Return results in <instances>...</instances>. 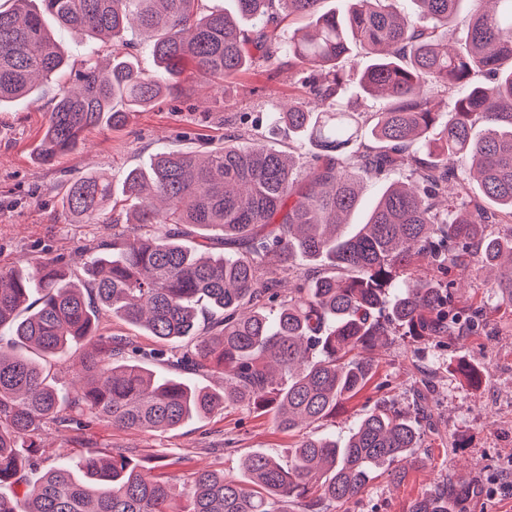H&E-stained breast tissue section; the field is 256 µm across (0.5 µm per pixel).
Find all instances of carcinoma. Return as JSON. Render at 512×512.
Returning a JSON list of instances; mask_svg holds the SVG:
<instances>
[{
	"label": "carcinoma",
	"mask_w": 512,
	"mask_h": 512,
	"mask_svg": "<svg viewBox=\"0 0 512 512\" xmlns=\"http://www.w3.org/2000/svg\"><path fill=\"white\" fill-rule=\"evenodd\" d=\"M0 7V106L35 93L67 68L52 18L90 41L78 85L61 87L49 112L38 159L52 163L75 150L85 132L182 90L191 68L220 83L250 68L288 66L308 101L269 115L271 130H288L311 148L304 172L290 152L233 134L206 150L162 149L147 169L130 170L123 193L126 222L112 242L87 250V280H70L64 265L37 259L26 271L0 272V512H331L360 496L375 472L420 447L437 427L428 376L412 389L417 414L383 399L344 439L312 434L291 449L288 466L263 452L247 455L246 479L201 468L177 494L149 476L129 448H89L82 466L64 459L39 482L27 471L46 454L42 435L61 419V387L42 361L86 342L82 386L68 398L76 430L99 420L121 429L172 430L230 406L272 408L276 426L293 433L357 396L376 372L372 351L405 336L480 333L493 309L457 294L456 275L473 261L499 269L496 306L512 307V233L486 232L512 223V0H471L464 51L447 36L461 0H233L205 10L204 0H11ZM310 19L280 40L281 15ZM135 26L146 36L158 72L112 55L103 71L92 41L127 46ZM371 57L360 90L380 101L364 116L340 105L352 46ZM448 97V113L435 109ZM122 102L127 111L114 110ZM485 126L481 136L472 129ZM397 175L369 212L348 227L366 178ZM457 191L448 196V184ZM112 182L89 172L64 187V212L85 224L100 220ZM217 234L226 252L212 251ZM328 265L343 275L308 270ZM219 315L197 332L199 307ZM110 312L172 347L144 348L100 332ZM190 339L183 349L178 342ZM166 368L158 376L146 367ZM224 376L216 391L197 388L173 369ZM465 479L416 502L411 512L461 508Z\"/></svg>",
	"instance_id": "carcinoma-1"
}]
</instances>
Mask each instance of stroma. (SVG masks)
Returning <instances> with one entry per match:
<instances>
[{
    "label": "stroma",
    "instance_id": "1",
    "mask_svg": "<svg viewBox=\"0 0 512 512\" xmlns=\"http://www.w3.org/2000/svg\"><path fill=\"white\" fill-rule=\"evenodd\" d=\"M59 36L69 56V75L45 83L31 98L0 108V271L26 266L37 257H54L69 267L72 279H83L85 248L111 239V222L124 212L105 210L98 224L71 222L60 203L63 184L97 170L111 179L112 198L120 200L127 172L143 167L158 150H192L203 140H221L230 130L245 136L267 133L269 112L306 97L284 70L273 77L261 68L249 70L226 86L197 77L181 93L131 113L123 127L86 132L77 150L45 165L36 162L34 149L59 86L72 84L87 49L72 32L63 30ZM267 143L279 150L288 147L279 134L268 135ZM373 358L377 370L369 385L333 415L311 425V432L345 438L383 398H396L401 407L411 408L405 392L427 368L433 372L445 437H424L414 457L394 463L392 471L374 473L350 512H409L414 501L457 476L471 481L467 512H512V310L496 314L487 333L450 344L389 337ZM461 360L478 370V381L456 374ZM43 441L49 466L60 456L79 457L88 446L129 447L149 463L164 458L160 475L182 493L201 467L236 477L241 460L253 452L287 462L297 438L280 432L270 412L229 407L159 435L96 422L80 432L47 428Z\"/></svg>",
    "mask_w": 512,
    "mask_h": 512
}]
</instances>
